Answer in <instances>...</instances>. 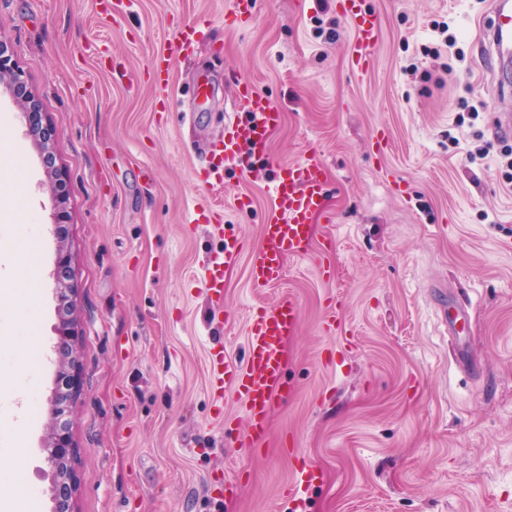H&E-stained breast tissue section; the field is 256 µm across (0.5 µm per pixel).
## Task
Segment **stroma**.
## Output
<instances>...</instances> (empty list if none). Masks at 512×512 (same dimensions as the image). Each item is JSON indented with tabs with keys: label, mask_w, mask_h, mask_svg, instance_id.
<instances>
[{
	"label": "stroma",
	"mask_w": 512,
	"mask_h": 512,
	"mask_svg": "<svg viewBox=\"0 0 512 512\" xmlns=\"http://www.w3.org/2000/svg\"><path fill=\"white\" fill-rule=\"evenodd\" d=\"M232 6L119 0L106 20L95 0H0V44L56 133L50 174L0 88V187L30 202L21 218L0 208V226L31 243L40 290L27 319L0 318V391L39 410L24 422L22 475L0 465V487L22 482L36 490L30 512L51 510L63 248L76 512H290L303 461L322 481L302 512H512V131L498 122L512 113V69L479 47L495 0H364L381 38L363 77L337 0H251L229 27ZM182 23L195 41L156 86L152 58ZM244 80L281 114L273 161L205 184L202 152ZM308 159L325 171L314 255L286 258L268 288L251 287L238 258L212 296L210 259L231 236L261 243L279 165ZM54 180L67 194L61 240ZM328 238L326 282L316 253ZM289 293L302 308L283 360L296 394L276 401L264 446L239 448L224 421L245 428L244 412L212 386L209 363H242L251 314ZM333 299L342 337L320 329ZM30 336L39 355L24 351ZM223 472L243 484L217 499L209 486ZM74 325H75V319L71 315H67V317H64L58 328L57 333L59 335L60 341L62 345L68 346V353L65 359L59 360L58 364L59 366L65 370L68 371L70 367H76L77 366V357L75 355V352L73 350L72 344L70 342H74Z\"/></svg>",
	"instance_id": "1"
}]
</instances>
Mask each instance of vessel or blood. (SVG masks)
I'll return each mask as SVG.
<instances>
[{
  "label": "vessel or blood",
  "instance_id": "b4317fda",
  "mask_svg": "<svg viewBox=\"0 0 512 512\" xmlns=\"http://www.w3.org/2000/svg\"><path fill=\"white\" fill-rule=\"evenodd\" d=\"M363 0H339L341 13L354 26L355 39L351 57L357 73L367 72L373 62V49L379 40L378 17L362 7ZM195 30L186 25L178 29L175 39L153 60L157 81H166L171 59L192 40ZM485 51L512 50V8L496 4L493 18L481 42ZM236 111L245 113V120H230L224 138L208 148L211 161L205 170L206 183L222 182L224 168L236 165L248 171L253 160L270 159V139L279 122V112L271 101L247 84H240ZM325 181L322 165L314 160L284 167L273 187V205L263 226L264 243L251 248L241 240L225 239L223 256L214 257L206 279L208 292L222 294V265L248 253L252 287L266 288L281 280L285 257H303L309 252L312 232L311 218L325 209ZM298 298L289 294L269 307L258 308L247 324L248 352L244 363L235 365L216 362L214 382L233 389L248 420L245 431L237 432L241 448H256L266 432L268 415L274 398L282 386V343L295 335L300 321Z\"/></svg>",
  "mask_w": 512,
  "mask_h": 512
}]
</instances>
